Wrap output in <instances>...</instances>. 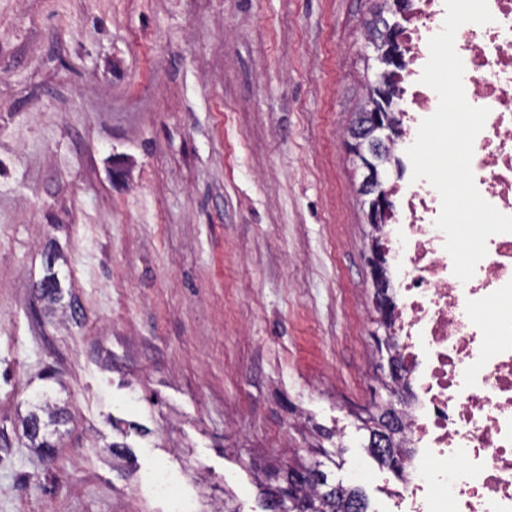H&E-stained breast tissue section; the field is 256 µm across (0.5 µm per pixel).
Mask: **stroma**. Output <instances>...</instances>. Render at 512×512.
Masks as SVG:
<instances>
[{"label":"stroma","instance_id":"35a3bbf8","mask_svg":"<svg viewBox=\"0 0 512 512\" xmlns=\"http://www.w3.org/2000/svg\"><path fill=\"white\" fill-rule=\"evenodd\" d=\"M374 3L0 0V512H266L318 444L381 512L343 145ZM44 392L67 410L47 454L20 425Z\"/></svg>","mask_w":512,"mask_h":512}]
</instances>
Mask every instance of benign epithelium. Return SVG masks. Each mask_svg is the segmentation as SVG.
Returning a JSON list of instances; mask_svg holds the SVG:
<instances>
[{"instance_id":"7a95c632","label":"benign epithelium","mask_w":512,"mask_h":512,"mask_svg":"<svg viewBox=\"0 0 512 512\" xmlns=\"http://www.w3.org/2000/svg\"><path fill=\"white\" fill-rule=\"evenodd\" d=\"M411 0H386L385 12L389 18H380L383 38L373 47L374 60L378 71L370 85L388 101L391 77L402 63V27L399 19L409 13ZM394 130L385 113L366 109L361 110L350 124L345 140L349 152L365 170L362 181L364 204L367 205L366 219L370 224L383 221L389 208V198L383 188V177L377 159L378 147L393 140ZM374 288L375 309L379 321L392 322L396 317V304L390 295L391 284L386 274L385 256L381 249H373L367 258Z\"/></svg>"}]
</instances>
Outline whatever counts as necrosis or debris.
Masks as SVG:
<instances>
[{"label":"necrosis or debris","mask_w":512,"mask_h":512,"mask_svg":"<svg viewBox=\"0 0 512 512\" xmlns=\"http://www.w3.org/2000/svg\"><path fill=\"white\" fill-rule=\"evenodd\" d=\"M403 29L404 68L395 79L402 105L391 144L402 165L421 121L439 97L420 81L429 39L445 0H413ZM490 23L462 25L455 49L467 102L488 109L473 144L480 195L512 216V0H488ZM377 235L399 286L392 337L405 369V446L399 483L388 485L390 512H512V233L489 237L474 276L460 281L435 221L437 190L402 175ZM494 314L493 325L479 318Z\"/></svg>","instance_id":"1"}]
</instances>
